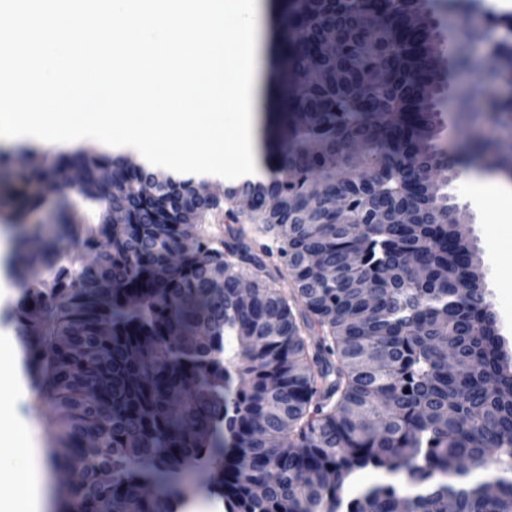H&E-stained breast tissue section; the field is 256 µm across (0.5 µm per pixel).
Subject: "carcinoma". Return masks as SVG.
Returning <instances> with one entry per match:
<instances>
[{
	"instance_id": "carcinoma-1",
	"label": "carcinoma",
	"mask_w": 512,
	"mask_h": 512,
	"mask_svg": "<svg viewBox=\"0 0 512 512\" xmlns=\"http://www.w3.org/2000/svg\"><path fill=\"white\" fill-rule=\"evenodd\" d=\"M500 21L483 34L504 61L483 78L498 126L512 121ZM271 23L270 180L210 196L80 149L40 162L33 150L11 181L19 224L41 188L59 198L57 242L16 244L10 318L34 406L54 416L52 463L77 475L60 512H177L193 487L225 512H512V354L475 248L431 183L458 174L437 143L448 72L433 0H273ZM476 147L512 174L511 141ZM110 205L124 223H107ZM224 205L272 243L240 227L216 246L203 225ZM405 209L414 223L395 222ZM72 246L87 256L77 266ZM366 470L389 480L349 495Z\"/></svg>"
}]
</instances>
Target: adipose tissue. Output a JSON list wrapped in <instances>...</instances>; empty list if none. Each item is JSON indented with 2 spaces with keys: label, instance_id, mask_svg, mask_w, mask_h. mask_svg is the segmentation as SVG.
I'll list each match as a JSON object with an SVG mask.
<instances>
[{
  "label": "adipose tissue",
  "instance_id": "adipose-tissue-1",
  "mask_svg": "<svg viewBox=\"0 0 512 512\" xmlns=\"http://www.w3.org/2000/svg\"><path fill=\"white\" fill-rule=\"evenodd\" d=\"M25 429H18L16 434L0 436V443L13 448L14 466L7 477L13 485V493L9 497H0V512H40L42 493L32 479L31 462L34 451L28 448L24 436Z\"/></svg>",
  "mask_w": 512,
  "mask_h": 512
}]
</instances>
